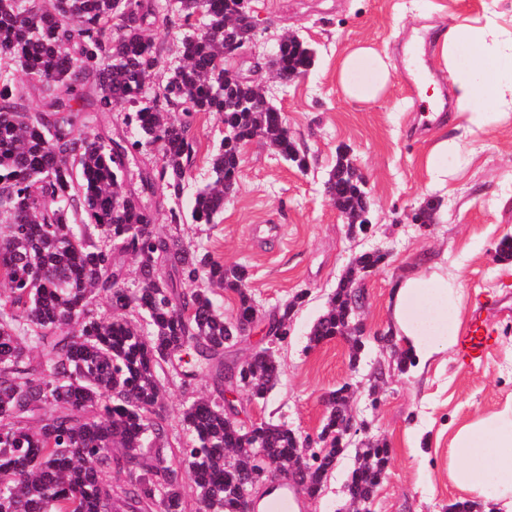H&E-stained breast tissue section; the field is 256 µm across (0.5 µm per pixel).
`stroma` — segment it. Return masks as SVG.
Instances as JSON below:
<instances>
[{
  "label": "stroma",
  "mask_w": 512,
  "mask_h": 512,
  "mask_svg": "<svg viewBox=\"0 0 512 512\" xmlns=\"http://www.w3.org/2000/svg\"><path fill=\"white\" fill-rule=\"evenodd\" d=\"M262 25L254 59L262 68L267 98L283 113L289 134L309 161L307 170L275 156L261 139L243 150L240 176L214 224H171L159 211L154 229L228 265L248 271V287L261 316L305 293L290 320L287 342L273 351L281 365L278 384L265 399L238 392L242 422H283L297 435L318 434L325 393L350 384V410L369 429V440L390 449L386 477L373 512H495L493 497L471 498L448 480V448L476 416L512 403V258L498 257L512 240V120L491 123L448 157L453 174L433 186L427 155L438 136L453 134L452 81L433 63L435 36L485 10L512 29V0H251ZM291 31L315 52L307 73L288 83L274 79L268 53ZM368 42L391 62L392 79L376 100L347 99L336 66L350 45ZM200 153L188 176L183 203L210 177L209 155L224 135L219 115L200 116L192 130ZM347 149L368 180V235L351 238L348 225L324 194V183ZM434 202V222L413 224L412 214ZM380 249L384 264L362 281L360 317L364 348L353 354L341 340L310 346L308 333L325 312L336 286L361 253ZM447 271L462 290V325L481 311L497 331L483 361L469 364L448 351L422 365L399 366L395 354L373 340L391 329L399 284L433 269ZM165 415L172 444L189 441L182 420L185 401L213 396L211 376L183 386L165 377ZM360 438L337 461L315 498L293 492L300 512H355L345 485Z\"/></svg>",
  "instance_id": "stroma-1"
}]
</instances>
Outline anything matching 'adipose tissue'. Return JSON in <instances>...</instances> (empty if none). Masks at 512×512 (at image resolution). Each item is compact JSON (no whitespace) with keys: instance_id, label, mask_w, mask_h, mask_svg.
Wrapping results in <instances>:
<instances>
[{"instance_id":"1","label":"adipose tissue","mask_w":512,"mask_h":512,"mask_svg":"<svg viewBox=\"0 0 512 512\" xmlns=\"http://www.w3.org/2000/svg\"><path fill=\"white\" fill-rule=\"evenodd\" d=\"M437 43L436 65L453 76L458 129L455 136L439 137L427 156L433 182L442 186L448 181L444 160L460 149L463 137L476 135L499 115L512 112V30L491 11L454 24L438 35ZM366 60L376 77L356 82L353 74ZM336 80L347 98L372 101L388 88L389 63L371 47L358 46L342 55ZM461 310L460 290L447 274L408 277L395 293L394 333L414 361L425 363L455 344ZM448 479L475 498L497 490L503 512H512V404L458 430L448 450Z\"/></svg>"}]
</instances>
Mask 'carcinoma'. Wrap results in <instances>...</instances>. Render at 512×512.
Here are the masks:
<instances>
[{
	"instance_id": "cac0c4a2",
	"label": "carcinoma",
	"mask_w": 512,
	"mask_h": 512,
	"mask_svg": "<svg viewBox=\"0 0 512 512\" xmlns=\"http://www.w3.org/2000/svg\"><path fill=\"white\" fill-rule=\"evenodd\" d=\"M184 32L161 91L146 95L161 62L153 32ZM256 37L250 0H0V56L33 84L0 82V512H183L188 469L201 512H234L258 459L286 468L297 461L296 434L261 421L252 436L224 413V361L238 328L215 303V289L236 294L240 317L253 313L248 273L153 231L156 193L178 200L196 163L192 127L201 113L221 116L227 133L210 156L211 178L190 213L171 206V224H215L233 191L241 146L256 138L297 168L306 155L282 113L264 101L261 80L238 78L227 49ZM312 48L281 35L274 58L282 76L305 73ZM38 95L41 110L29 100ZM139 130L123 145L80 128L88 112L116 106ZM160 163L129 180L142 148ZM336 208L359 220L365 187L343 155L325 183ZM138 264L140 288L115 310L147 317L148 329L121 315L97 317L90 306L112 298L124 278L122 258ZM385 260L360 254L342 277L309 340H333L353 317L357 280ZM298 293L264 321L288 333ZM190 384L212 374L217 397L186 405L193 439L175 448L164 414L160 373ZM281 375L268 346L247 362L249 396L265 397ZM351 387L328 393L330 407L302 491H322L345 450L339 428ZM389 448L356 449L346 484L353 502L372 498Z\"/></svg>"
}]
</instances>
